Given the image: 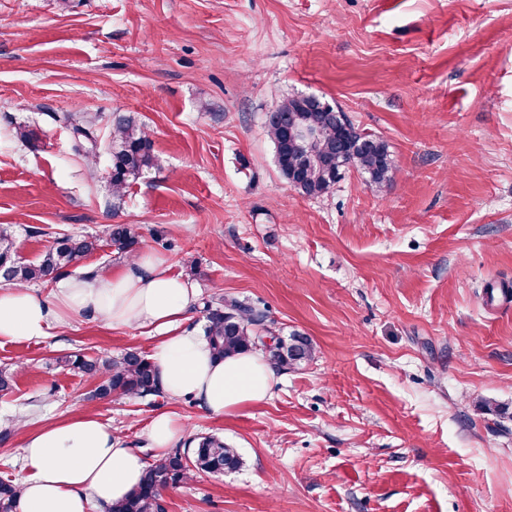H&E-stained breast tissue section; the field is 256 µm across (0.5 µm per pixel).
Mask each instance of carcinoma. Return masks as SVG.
<instances>
[{
	"label": "carcinoma",
	"instance_id": "1",
	"mask_svg": "<svg viewBox=\"0 0 512 512\" xmlns=\"http://www.w3.org/2000/svg\"><path fill=\"white\" fill-rule=\"evenodd\" d=\"M310 107V117L322 124L323 132L313 141L309 150L321 158H335L331 167L304 164L296 150L288 144V124L300 103ZM278 120L265 123L266 133L273 142L280 174L300 193L321 195L341 179L352 167L367 176V181L381 188L391 181L394 161L387 144L379 137L355 127L345 113L324 101L317 103L310 97H289L275 106ZM78 139L77 149L96 144L98 128L95 119H85L73 126ZM112 156V209L123 203L132 181L158 167L153 143L144 124L132 113L112 115L109 133ZM109 237L116 251L128 258L133 256L137 239L128 224H112ZM98 240L89 236L64 235L56 238L36 262H21L14 255L13 232L8 225H0V264L8 270V281L18 286L43 284L50 275L59 278L79 257L93 253ZM205 334L213 354L218 359L255 349L258 337L272 333L266 311L235 298H224L206 308ZM267 360L279 370L299 367L313 361L316 349L311 339L300 334L288 336V347L272 346L264 351ZM63 370L81 374L96 382L94 395L98 398H146L162 396L158 387L154 364L135 350L121 357L97 361L79 354L64 355L58 359ZM243 460L237 449L224 439L207 435L196 438L191 454L175 451L155 459L146 468L140 485L124 500L112 505V512H165L161 491L178 484L195 472L216 474L228 466L235 471ZM17 485L0 480V508L13 512Z\"/></svg>",
	"mask_w": 512,
	"mask_h": 512
}]
</instances>
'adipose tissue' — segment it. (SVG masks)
<instances>
[{"instance_id": "obj_1", "label": "adipose tissue", "mask_w": 512, "mask_h": 512, "mask_svg": "<svg viewBox=\"0 0 512 512\" xmlns=\"http://www.w3.org/2000/svg\"><path fill=\"white\" fill-rule=\"evenodd\" d=\"M196 290L168 263L142 254L90 279L58 280L51 295L0 287V339L34 340L52 324L100 319L158 332L151 360L170 399L193 396L221 416L266 401L274 369L253 351L216 359L205 333L188 324ZM16 512H110L140 483L148 466L111 426L73 416L25 432Z\"/></svg>"}]
</instances>
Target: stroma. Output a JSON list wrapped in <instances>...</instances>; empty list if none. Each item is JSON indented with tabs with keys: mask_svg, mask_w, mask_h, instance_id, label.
Segmentation results:
<instances>
[{
	"mask_svg": "<svg viewBox=\"0 0 512 512\" xmlns=\"http://www.w3.org/2000/svg\"><path fill=\"white\" fill-rule=\"evenodd\" d=\"M292 94L385 140L392 185L352 168L321 197L290 186L265 120ZM116 112L160 162L117 211ZM63 113L97 117L95 160ZM0 224L26 262L61 234L101 238L74 277L119 267L107 229L132 225L137 252L193 284L192 324L235 298L316 347L269 399L214 416L95 398L56 363L151 355L153 330L79 320L0 342L16 371L0 479L20 476L15 421L91 415L149 461L167 412L245 465L171 486L166 512H512V0H0Z\"/></svg>",
	"mask_w": 512,
	"mask_h": 512,
	"instance_id": "35a3bbf8",
	"label": "stroma"
}]
</instances>
